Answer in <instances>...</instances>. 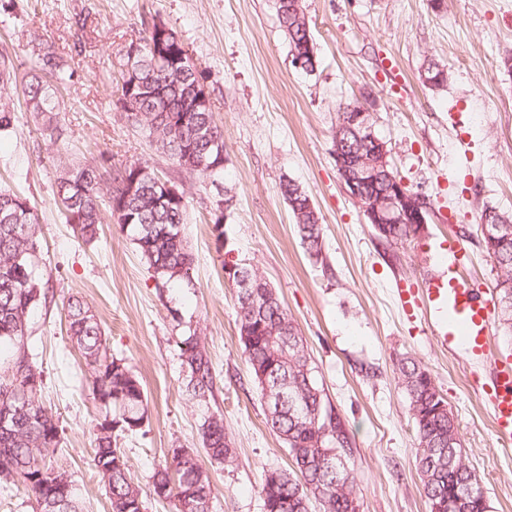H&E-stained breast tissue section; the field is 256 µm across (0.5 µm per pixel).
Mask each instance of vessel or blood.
Wrapping results in <instances>:
<instances>
[{"instance_id":"b4317fda","label":"vessel or blood","mask_w":512,"mask_h":512,"mask_svg":"<svg viewBox=\"0 0 512 512\" xmlns=\"http://www.w3.org/2000/svg\"><path fill=\"white\" fill-rule=\"evenodd\" d=\"M453 259L448 276H434L424 282L420 294L399 289L404 309H411L414 297H421L431 317L432 334L445 348L460 351L466 359H485L489 352L491 310L479 291L462 273L470 256L459 242L448 245ZM485 397L499 435L512 437V366L492 370Z\"/></svg>"}]
</instances>
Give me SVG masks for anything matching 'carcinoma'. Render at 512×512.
<instances>
[{
	"label": "carcinoma",
	"instance_id": "cac0c4a2",
	"mask_svg": "<svg viewBox=\"0 0 512 512\" xmlns=\"http://www.w3.org/2000/svg\"><path fill=\"white\" fill-rule=\"evenodd\" d=\"M277 12L291 49L299 48L306 31L292 19L284 0H276ZM162 22H152L145 36L129 43L123 54L118 87L120 97L130 89L140 96L137 125L146 129L159 149L185 172L202 178L221 175L215 170L187 167L188 155L210 153L211 139H224L214 120L212 108L193 107L192 81L179 79V61L184 44L171 43L170 55L156 57L153 45ZM73 77L62 57L51 45L38 44L33 68L23 95L27 109L41 119L39 130L49 137L57 128L60 112L58 90ZM338 106L333 135H341L350 153L366 151L355 135L343 129L349 107ZM159 110L176 117L173 124L153 128L151 118ZM162 180L147 164L116 168L109 173L106 196H101V175L90 165H77L57 177V202L67 223L89 243L102 224V208L108 206L121 229L130 233L142 258L162 285L190 279L194 257L184 238L187 204L162 202L158 197ZM288 202L297 233L310 257L322 251L320 217L311 210V198L289 180L280 185ZM512 226V215L487 206L480 214L485 221ZM389 244L417 237L415 224H387L375 231ZM487 255L497 270L501 321L512 331V237L494 242L483 240ZM42 248L37 214L28 200L9 190H0V349H12L9 365L19 368L8 381L0 379V415L15 420L0 430V480L17 481L36 502L47 496L48 482L63 480L67 473L46 464L47 456L59 447L61 437L53 416L39 402L43 374L30 358L27 320L31 312L51 303L33 252ZM254 299L247 303L236 294L239 339L244 347L252 382L256 386L266 423L288 448L300 476L278 469L263 472L260 498L263 512H310L311 500H319L325 512H359V501L350 462L352 438L346 423L336 413L324 389L319 386L310 364L303 337L282 305L276 289L254 276ZM70 341L93 371L94 399L104 410L96 424L93 464L103 481L111 512H145L139 486L130 477L127 460L116 440L118 433H133L148 420V403L139 378L126 361L107 353L101 324L82 299L67 300ZM180 357L187 370L184 394L191 400H205L212 394L215 375L211 358L196 335L181 341ZM399 383L406 394L412 417L416 464L429 512H442L443 504L454 498L464 485L481 488V477L462 459V442L456 421L448 409L430 370L420 361L404 358L398 364ZM29 392L28 408L16 409L15 394ZM201 439L211 460L231 466L235 451L224 428V416L211 412L200 425ZM153 497L174 501L175 512L186 502L201 505L198 512H210L205 498L213 497L209 476L195 455L175 448L171 461L157 471L152 483Z\"/></svg>",
	"mask_w": 512,
	"mask_h": 512
}]
</instances>
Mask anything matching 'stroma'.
I'll return each mask as SVG.
<instances>
[{
	"label": "stroma",
	"instance_id": "1",
	"mask_svg": "<svg viewBox=\"0 0 512 512\" xmlns=\"http://www.w3.org/2000/svg\"><path fill=\"white\" fill-rule=\"evenodd\" d=\"M316 62L294 67L275 0H0V52L16 78L7 91L17 122L0 135V188L27 198L42 232V272L52 297L27 333L44 371L42 403L61 428L51 462L80 489L84 512H110L92 464L100 416L92 372L67 335L66 302L83 299L101 322L109 354L140 378L148 420L121 435L146 512H174L150 493L174 448L191 449L214 488L213 512H262L263 471H292L282 440L265 422L239 340L236 289L227 255L256 268L298 325L315 377L354 436L360 512H428L415 462V432L398 383L400 359L431 371L448 401L463 459L482 479L491 512H512V439L500 437L481 388L482 363L462 361L432 336L429 319L406 320L397 288H419L439 271L449 240L474 256L467 278L498 309L496 270L482 247L479 215L512 213V0H303ZM164 22L207 77L224 131L218 180L181 173L147 132L117 108L125 46ZM55 44L75 73L63 91L54 137L42 136L21 95L36 44ZM445 65L444 89L424 86L427 61ZM370 107L388 161L431 208L421 236L381 242L346 196L333 157L338 104ZM145 162L187 200L184 234L195 262L190 281L161 286L116 219L96 241L78 239L54 192L61 168ZM292 180L310 196L323 229L321 259L305 252L280 193ZM231 198L221 230L211 222ZM204 343L216 384L207 403L187 400L180 343ZM223 414L233 466L211 461L199 425Z\"/></svg>",
	"mask_w": 512,
	"mask_h": 512
}]
</instances>
